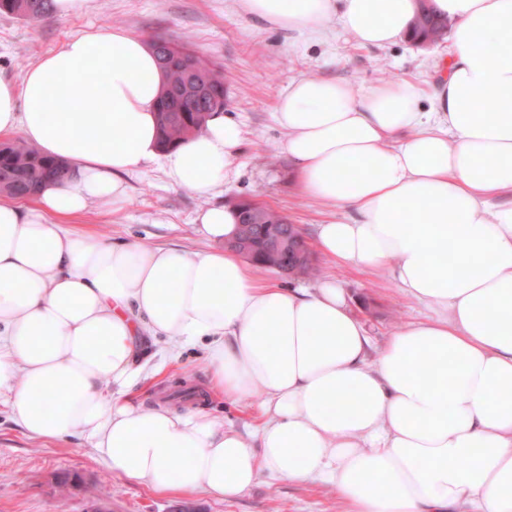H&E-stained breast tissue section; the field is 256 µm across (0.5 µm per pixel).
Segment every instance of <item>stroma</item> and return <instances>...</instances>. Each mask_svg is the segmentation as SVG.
<instances>
[{"mask_svg": "<svg viewBox=\"0 0 512 512\" xmlns=\"http://www.w3.org/2000/svg\"><path fill=\"white\" fill-rule=\"evenodd\" d=\"M122 27L145 39L164 37L188 42L224 68V114L238 122L243 139L237 174L212 195L203 197L173 185L162 160L126 174L128 198L117 210H91L74 222L75 230L114 242L150 248L180 247L204 251L199 215L212 205H233L249 198L297 224L318 275L283 276L271 269L260 275L292 288H313L333 279L347 294L352 314L368 331L370 358L404 324L433 317L431 308L412 299L385 272H367L324 258L314 249L316 227L330 214L301 192L291 159L281 149L284 132L274 112L278 95L301 77L336 79L352 86L413 76L434 79L450 42L419 46L401 38L381 47H361L337 20L324 38L286 33L243 14L238 0H88L84 11L50 14L38 21L0 15V75L18 80L26 69L73 37L91 30ZM152 357L131 394L143 408L180 409L210 404L215 415L249 432L262 404L254 393L230 404L207 401L205 350L202 346L171 351L151 340ZM345 512L335 491L316 482H285L267 475L235 499L200 493L184 497L158 492L110 472L92 448L78 438L46 442L24 432L0 406V512Z\"/></svg>", "mask_w": 512, "mask_h": 512, "instance_id": "1", "label": "stroma"}]
</instances>
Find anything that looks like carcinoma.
<instances>
[{
  "label": "carcinoma",
  "instance_id": "carcinoma-1",
  "mask_svg": "<svg viewBox=\"0 0 512 512\" xmlns=\"http://www.w3.org/2000/svg\"><path fill=\"white\" fill-rule=\"evenodd\" d=\"M52 0H0V14L36 21L50 14ZM448 31V17L438 14L431 0H418L412 39L420 45L435 43ZM164 74L158 102L159 150L168 152L202 130L206 118L224 111V74L220 67L186 45L165 38L151 41ZM65 161L48 158L23 142L0 143V194L22 199L47 180H60ZM238 250L267 267L271 254L300 274L314 271L309 259L296 249L304 246L301 232L288 218L262 205L245 209L238 227Z\"/></svg>",
  "mask_w": 512,
  "mask_h": 512
}]
</instances>
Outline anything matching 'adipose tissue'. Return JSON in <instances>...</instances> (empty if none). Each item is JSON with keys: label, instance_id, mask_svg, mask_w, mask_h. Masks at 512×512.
<instances>
[{"label": "adipose tissue", "instance_id": "obj_1", "mask_svg": "<svg viewBox=\"0 0 512 512\" xmlns=\"http://www.w3.org/2000/svg\"><path fill=\"white\" fill-rule=\"evenodd\" d=\"M250 18L360 45L409 34L416 0H239ZM454 21L432 87L301 78L275 120L302 192L350 222L318 225L332 262L388 271L442 317L371 340L336 281L262 280L227 249L235 208L199 220L208 250L115 245L69 220L119 208L125 173L163 159L206 196L227 181L241 130L224 114L157 147L164 82L143 38L91 31L0 76V137L70 162L28 203L0 196V395L27 434L78 435L110 471L154 490L226 499L260 474L330 485L349 512H512V0H434ZM493 111L485 112L481 102ZM207 344L214 388L262 393L245 435L204 409H146L129 389L139 337Z\"/></svg>", "mask_w": 512, "mask_h": 512}]
</instances>
